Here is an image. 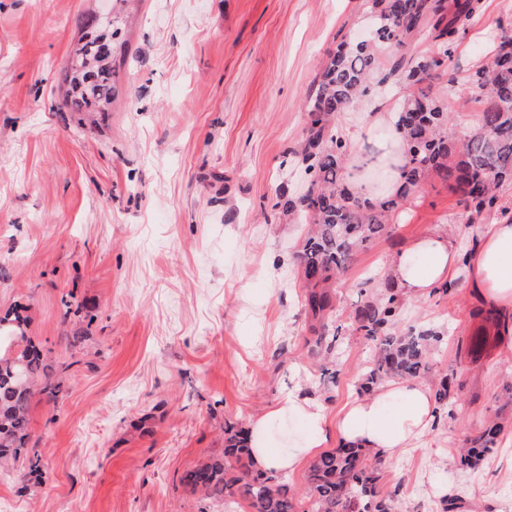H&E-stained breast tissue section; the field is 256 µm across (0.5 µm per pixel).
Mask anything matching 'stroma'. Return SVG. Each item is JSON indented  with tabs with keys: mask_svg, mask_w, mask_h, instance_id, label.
<instances>
[{
	"mask_svg": "<svg viewBox=\"0 0 512 512\" xmlns=\"http://www.w3.org/2000/svg\"><path fill=\"white\" fill-rule=\"evenodd\" d=\"M98 0H0V316L59 372L58 400L34 396L38 474L0 470L7 512H248L186 473L224 451L288 391L315 397L328 426L374 354L355 331L363 294L389 285L391 255L435 226L473 242L467 212L436 176L392 211L390 235L360 251L337 289L335 347L317 355L295 257L307 226L279 207L308 186L297 165L307 105L331 51L365 25L363 0H142L112 112L96 128L68 111L61 69L77 20ZM512 0H483L454 48L448 109L463 139L480 110L467 75L492 60ZM70 300L73 313L62 302ZM458 274L402 301L401 332L444 341L434 374L456 394L413 445L383 460L400 512H512V351L490 336ZM499 415L495 448L457 454Z\"/></svg>",
	"mask_w": 512,
	"mask_h": 512,
	"instance_id": "stroma-1",
	"label": "stroma"
}]
</instances>
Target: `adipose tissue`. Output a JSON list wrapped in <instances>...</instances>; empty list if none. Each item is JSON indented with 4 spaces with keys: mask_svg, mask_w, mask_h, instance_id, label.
I'll use <instances>...</instances> for the list:
<instances>
[{
    "mask_svg": "<svg viewBox=\"0 0 512 512\" xmlns=\"http://www.w3.org/2000/svg\"><path fill=\"white\" fill-rule=\"evenodd\" d=\"M397 118L394 112L361 113L358 147L343 177L352 197L377 203L400 192L406 154ZM473 233L475 242L467 250L455 234L441 227L408 240L391 259L395 292L405 299L425 296L449 284L463 269L469 287L486 305L512 314V218L496 217L477 225ZM435 417L431 390L413 379L394 380L351 399L332 430L316 401L291 392L254 421L251 460L261 471H291L316 456L333 436L390 458L411 447Z\"/></svg>",
    "mask_w": 512,
    "mask_h": 512,
    "instance_id": "obj_1",
    "label": "adipose tissue"
}]
</instances>
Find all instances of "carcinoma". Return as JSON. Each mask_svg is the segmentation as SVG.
I'll return each instance as SVG.
<instances>
[{"label":"carcinoma","mask_w":512,"mask_h":512,"mask_svg":"<svg viewBox=\"0 0 512 512\" xmlns=\"http://www.w3.org/2000/svg\"><path fill=\"white\" fill-rule=\"evenodd\" d=\"M110 19L97 15L78 22L81 36L66 66L70 89L65 101L70 112H83L80 122L96 124L94 112L111 110L116 76L123 67L127 46L128 0H115ZM482 0H366L370 37L343 40L329 54L309 105V125L296 153L310 177L307 193L285 202L288 211H301L312 224L297 256L305 283L304 311L318 349L331 351L337 335H328L336 308V284L354 256L388 233V213L414 187L434 174L448 182L468 212V222L505 208L500 188L512 183V28L502 27L489 64L476 68L468 80L482 104L474 128L460 143L448 128L451 115L435 90L441 70L467 22L481 12ZM432 42L425 51L411 45ZM403 50L394 59L385 51ZM393 77L401 81L398 125L403 129L409 163L403 172L404 190L396 198L374 204L349 196L342 187L348 150L336 134L332 117L375 84ZM399 300L392 289L366 299L356 311L355 331L376 344L371 369L362 383L366 392L385 379L417 378L429 370V351L443 340L437 332L397 331ZM451 380L435 382L439 405L451 398ZM62 392L55 367L39 349L26 344L11 355L0 356V462L40 470L41 456L28 447L29 412L35 394L58 397ZM500 422H488L479 436L462 449L461 460L471 465L494 447ZM249 459V432L236 423L224 426V457L210 459L189 471L185 481L209 498L226 495L245 501L250 512H397L395 499L381 495V459L366 448L340 447L324 451L309 463L306 483L310 507L279 475L254 471Z\"/></svg>","instance_id":"1"}]
</instances>
